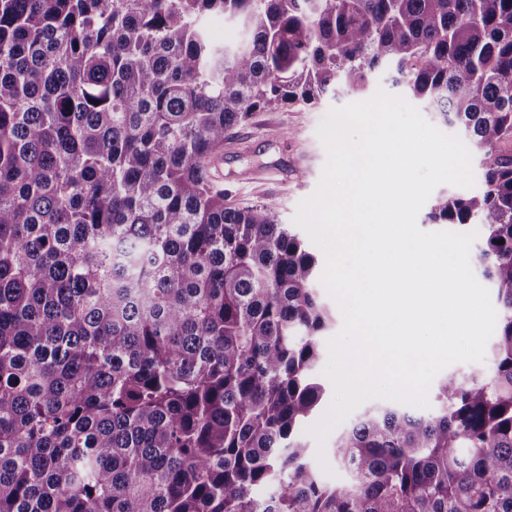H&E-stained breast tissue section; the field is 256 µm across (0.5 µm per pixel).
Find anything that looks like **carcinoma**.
Here are the masks:
<instances>
[{
	"mask_svg": "<svg viewBox=\"0 0 512 512\" xmlns=\"http://www.w3.org/2000/svg\"><path fill=\"white\" fill-rule=\"evenodd\" d=\"M382 64L482 151L429 218L482 226L495 368L365 412L329 486L316 259L211 163ZM511 140L512 0H0V512H512ZM205 24L210 37L216 43L234 45L242 39L241 26L235 21L213 16L208 18Z\"/></svg>",
	"mask_w": 512,
	"mask_h": 512,
	"instance_id": "carcinoma-1",
	"label": "carcinoma"
}]
</instances>
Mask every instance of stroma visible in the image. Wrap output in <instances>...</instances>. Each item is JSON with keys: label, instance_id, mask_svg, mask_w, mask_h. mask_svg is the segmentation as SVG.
I'll use <instances>...</instances> for the list:
<instances>
[{"label": "stroma", "instance_id": "35a3bbf8", "mask_svg": "<svg viewBox=\"0 0 512 512\" xmlns=\"http://www.w3.org/2000/svg\"><path fill=\"white\" fill-rule=\"evenodd\" d=\"M355 95L328 91L318 104L256 112L224 135V161L214 169L232 207L274 200L280 223L292 224L297 206L317 188L327 151L317 130L334 108Z\"/></svg>", "mask_w": 512, "mask_h": 512}]
</instances>
